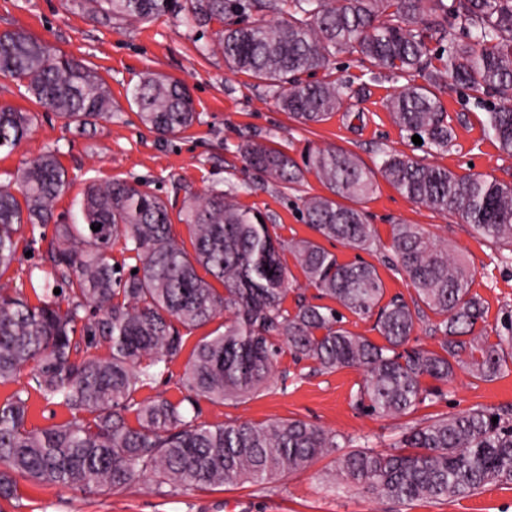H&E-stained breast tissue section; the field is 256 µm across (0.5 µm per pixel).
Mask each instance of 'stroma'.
I'll use <instances>...</instances> for the list:
<instances>
[{"label": "stroma", "instance_id": "1", "mask_svg": "<svg viewBox=\"0 0 512 512\" xmlns=\"http://www.w3.org/2000/svg\"><path fill=\"white\" fill-rule=\"evenodd\" d=\"M17 28L95 67L112 90L111 120L99 121L94 132L81 136L55 113L34 107L24 87L0 75V106L31 110L36 115L21 144L11 154H0V185H14L17 169L49 149L56 150L71 178L56 202L52 223L22 225L17 235L18 257L0 275V283L29 298L50 275L48 254L57 225L79 221L84 189L93 181L142 184L168 200L172 230L182 243L189 240L185 224L178 219L183 200L231 185L239 186L238 202L243 208L273 220L278 240L314 238L302 218V200L326 194V187L312 172L288 187L257 176L237 150L250 138L280 145L295 158L317 148L339 147L354 153L377 175L385 155L401 154L460 175L473 172L512 184V157L502 154L485 130L488 106L500 103L496 95L484 103L462 89L444 90L440 98L452 136L447 148L439 150L413 143L391 119L387 102L403 90L405 79L378 71L354 54H336L328 68L316 72V79L346 85L347 91L342 107L327 121L307 126L283 112L268 89L225 67L214 47V27L192 31L175 15L108 26L67 12L61 0H0V32ZM147 72L184 81L193 96L198 122L174 137L159 136L145 126L128 99ZM351 205L373 224L375 246L362 251L326 239L322 242L326 250L342 262L360 259L372 264L384 283L385 298L397 295L409 301L416 292L394 266L391 227L422 225L434 242L447 245L469 267L473 274L470 293L485 311L478 327L484 335L496 336L504 317L512 314V248L482 237L457 215L416 204L379 175L373 194L352 200ZM210 331L206 325L188 332L184 351L151 386L139 391V398L160 395L178 401L186 397L181 376L190 351ZM503 356V369L493 379L485 381L459 370L443 386L442 396L426 399L404 416L376 417L355 400L365 378L362 369L320 371L314 363L294 360L285 353L277 361L270 388L223 403L201 398L195 412L199 422L212 426L302 419L335 431L351 449L367 443L376 451L389 452L410 428L434 418L475 408L512 409V348H504ZM17 392L28 396V428H47L71 417L57 400L37 392L31 368L0 382V402ZM333 471L334 459L328 456L267 485L171 494L158 493L149 479L90 492L21 478L16 496L0 499V512H512V484L492 483L477 494L445 501L402 503L375 498L345 477L334 476Z\"/></svg>", "mask_w": 512, "mask_h": 512}]
</instances>
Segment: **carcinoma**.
<instances>
[{
  "mask_svg": "<svg viewBox=\"0 0 512 512\" xmlns=\"http://www.w3.org/2000/svg\"><path fill=\"white\" fill-rule=\"evenodd\" d=\"M64 6L101 24L165 15H181L197 27L217 23L225 65L272 91L281 109L304 125L324 122L341 108L336 83L308 79L341 52L408 78L389 103L392 118L439 149L450 136L439 92L453 85L479 99L512 90V0H64ZM268 13L282 19L267 22L262 16ZM433 42L438 46L430 47ZM0 74L80 134L112 117V91L95 68L23 30L0 33ZM131 102L141 122L162 136L198 120L189 87L162 74L146 73ZM33 120L26 110L0 106V153L12 152ZM485 127L512 157V108L488 109ZM239 152L250 168L285 186L315 172L330 195L304 199L306 224L327 240L374 247L375 229L364 213L338 202L373 191V175L355 154L327 148L299 163L254 140ZM382 174L416 203L453 213L483 237L512 245V184L394 154ZM16 181L18 196L0 187V276L16 259L21 225L49 223L70 185L54 150L27 163ZM237 194L235 187L212 189L184 200L179 219L188 228L189 252L173 236L160 196L124 181L91 184L81 200V222L57 225L52 281L40 289L38 304L0 289V381L31 364L39 393L71 413L63 424L34 430L26 426L28 399L21 393L0 403V498L16 495L18 476L98 491L149 476L157 489L167 485L172 492L264 485L337 452L340 435L301 419L210 426L183 407L185 400L222 403L268 387L285 349L320 370L362 369L357 402L377 416L411 413L458 369L483 380L501 372L512 317L494 343L476 332L484 308L470 295L469 269L420 225H391L397 267L417 299L384 304L373 265L341 263L310 239L282 243L260 214L239 205ZM119 238L136 260L135 274L111 263L109 251ZM286 251L321 296L358 316H376L384 344L348 331L331 306L300 299L288 310ZM89 308L83 333L108 346L105 357H77V325ZM427 309L443 316L435 326L443 334L441 354L406 348ZM221 315L222 329L202 338L185 366V400L136 399L180 356L185 332ZM427 379L436 385H426ZM403 447L407 451L380 453L365 445L338 457V471L376 497L398 502L446 500L491 482L512 483L511 412L473 409L439 417L413 428Z\"/></svg>",
  "mask_w": 512,
  "mask_h": 512,
  "instance_id": "cac0c4a2",
  "label": "carcinoma"
}]
</instances>
